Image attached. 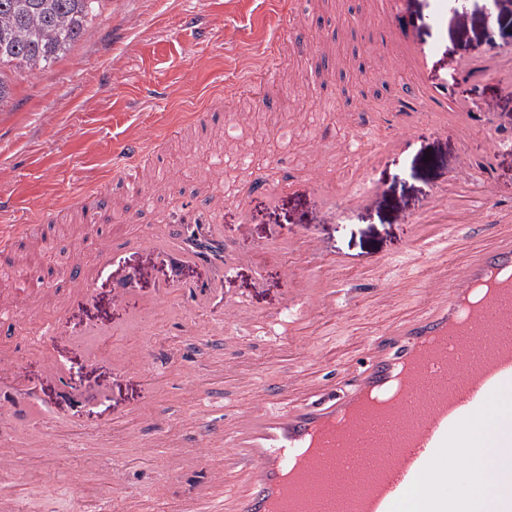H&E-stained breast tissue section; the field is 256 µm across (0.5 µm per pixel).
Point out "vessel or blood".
<instances>
[{"instance_id":"vessel-or-blood-1","label":"vessel or blood","mask_w":512,"mask_h":512,"mask_svg":"<svg viewBox=\"0 0 512 512\" xmlns=\"http://www.w3.org/2000/svg\"><path fill=\"white\" fill-rule=\"evenodd\" d=\"M405 6L406 0H389L380 23L403 41L418 89L396 100L390 113L395 134L379 143L381 154L413 143V116L422 110L430 111L433 131L451 125L465 140L475 129L474 113L449 111L447 86L426 87L433 50L410 40L401 23ZM141 152L133 139L112 158L114 174L137 190ZM481 215L492 231L483 246L459 255L449 230L432 241L418 227L411 240L417 267L395 279L387 259H377L372 292L392 300L418 287L423 294L415 314L379 324L361 340L356 379L348 389L312 388L298 378L271 381L254 366L244 371L249 399L234 414L217 418L193 405L187 418L198 437L189 456L210 457L220 448L224 463L207 482L183 488L179 512H512V494L477 503L476 488L498 475L475 470L471 460L479 447L512 458V208L489 207ZM171 239L166 224L137 237L114 225L95 264H72L80 293L89 294L91 283L108 275L115 301L126 303L145 275L143 268L122 265L127 246L174 267L187 261L208 266L213 258L197 242L220 243L207 224L198 225L195 237H184L180 251H172ZM301 245L306 273L297 276L283 308L292 339L313 320L335 322L344 311L341 290L357 285L314 235H303ZM249 317L242 301L225 302V332ZM112 336L109 330L92 334L94 348L111 353L113 364L129 370L149 362L147 348L113 350ZM27 353L64 378L51 338L31 343ZM21 372V361L0 359L1 426L16 415L14 399L24 393ZM380 417L395 422L394 433H369L370 420ZM314 456L332 459L337 482L331 500L310 509L298 489L324 480L322 472L305 466Z\"/></svg>"}]
</instances>
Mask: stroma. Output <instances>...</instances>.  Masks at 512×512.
Listing matches in <instances>:
<instances>
[{
    "label": "stroma",
    "mask_w": 512,
    "mask_h": 512,
    "mask_svg": "<svg viewBox=\"0 0 512 512\" xmlns=\"http://www.w3.org/2000/svg\"><path fill=\"white\" fill-rule=\"evenodd\" d=\"M439 2L412 0L407 18L417 41L437 46L427 71L440 73L456 63L472 78L466 89L450 87L452 100L490 103L494 112L477 122L468 141L452 129L439 136L421 131L403 153L376 152L379 141L394 133L384 117L397 88L414 84L400 51L368 50L366 20L382 9V0H105L101 15L63 57L45 70L14 75L11 100L0 108V234L32 222L39 226L13 255L0 253V306L13 310L10 321L0 322V353L23 360L21 381L37 393L36 400H19L14 424L0 428V440L26 450L18 471L0 470V493L13 499L17 512H74L78 499H92L93 488L106 484L116 468L124 481L114 487L115 496L136 501L140 512H155L161 502L175 512L182 486L204 479L210 469L201 460L179 483L160 479L161 467L177 461L195 438L183 421L192 400L162 366L154 374L165 387V401L137 417L127 411L149 398L143 375L113 370L107 358L88 366L89 348L77 333L89 326L119 328L129 320L131 307L115 304L111 279L97 281L92 300L72 297L67 334L55 342L85 393L82 403L26 359L27 345L57 324L53 295L70 294L73 287L63 271L44 280L38 270L22 268L31 253H45L63 268L78 255L94 257L109 226L128 216H135L138 234L191 218L222 225L225 245L241 254L313 233L364 282L377 254L390 260L393 275L413 268L416 255L408 241L414 228L401 215L419 216L447 187L461 156H468L475 179L492 182V204L512 206V96L483 67L488 53L512 55V15L498 13L490 0H453L445 9ZM462 13L473 22L470 31L456 23ZM283 20L289 25L284 34ZM299 40L312 43L310 54L295 52ZM273 45L280 50L279 67L269 73L266 56ZM255 72L264 75L258 97L240 88ZM235 110L247 116L236 129L230 126ZM343 111L369 128L355 155L345 148L352 131L338 119ZM141 135L159 146L142 168L146 197L123 192L112 174L113 150ZM492 140L504 143V150L480 149V142ZM227 153L249 155L254 169L280 186L277 199L254 193L242 210L226 203L250 178L218 166ZM361 154L371 159L368 169L357 161ZM315 168L328 172L337 200L366 180L381 189L382 203L327 219L329 201L298 185ZM84 191L91 192L89 207L97 214L92 227L64 206ZM301 266L300 253L289 251L259 268L239 264L227 279L183 264L182 279L222 285L225 296L245 299L261 314L234 336L219 327L222 309L216 304L187 320L162 316L146 332L166 359L196 371L213 415L232 414L246 400L233 374L237 362H260L267 378L285 380L306 368L308 359L331 355L333 373L316 369L312 376L341 386L352 375L360 331L414 308L410 302L379 303L369 292L344 293L341 319L315 328L289 355L268 357L274 340L269 319L285 303L288 270ZM113 417L151 443V452L97 437L99 424ZM47 433L64 436L67 455H43L38 443Z\"/></svg>",
    "instance_id": "stroma-1"
}]
</instances>
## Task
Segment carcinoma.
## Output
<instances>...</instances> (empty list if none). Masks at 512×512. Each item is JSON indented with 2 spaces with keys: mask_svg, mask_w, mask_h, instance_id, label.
<instances>
[{
  "mask_svg": "<svg viewBox=\"0 0 512 512\" xmlns=\"http://www.w3.org/2000/svg\"><path fill=\"white\" fill-rule=\"evenodd\" d=\"M103 0H0V106L10 74L43 70L61 58L101 14Z\"/></svg>",
  "mask_w": 512,
  "mask_h": 512,
  "instance_id": "1",
  "label": "carcinoma"
}]
</instances>
